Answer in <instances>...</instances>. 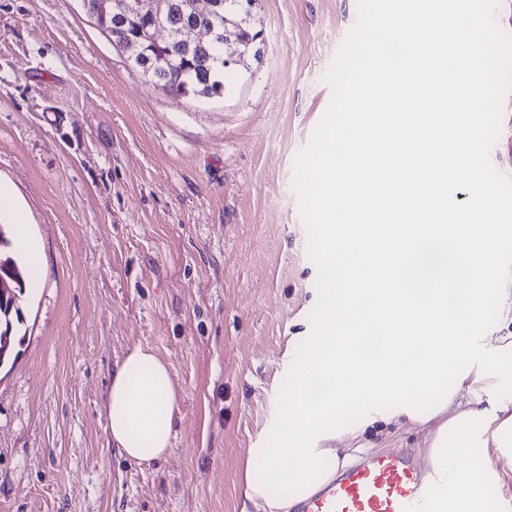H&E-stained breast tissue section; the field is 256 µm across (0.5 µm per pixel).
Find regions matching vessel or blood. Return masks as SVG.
Here are the masks:
<instances>
[{
	"instance_id": "obj_1",
	"label": "vessel or blood",
	"mask_w": 512,
	"mask_h": 512,
	"mask_svg": "<svg viewBox=\"0 0 512 512\" xmlns=\"http://www.w3.org/2000/svg\"><path fill=\"white\" fill-rule=\"evenodd\" d=\"M440 493L405 448L346 468L300 512H436Z\"/></svg>"
}]
</instances>
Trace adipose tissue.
Wrapping results in <instances>:
<instances>
[{
    "label": "adipose tissue",
    "mask_w": 512,
    "mask_h": 512,
    "mask_svg": "<svg viewBox=\"0 0 512 512\" xmlns=\"http://www.w3.org/2000/svg\"><path fill=\"white\" fill-rule=\"evenodd\" d=\"M398 31L380 28L376 44L399 41L403 61L378 69L368 52L358 58L367 86L389 82L375 96L371 122L338 136L319 193L329 210L351 216L332 242L341 257L323 301L329 323L281 409L284 428L250 458L264 465L247 478L246 499L256 512H295L298 504L336 475L327 460L351 462L336 440L354 436L346 413L365 411V424H432L426 450L440 482L451 484L440 512H484L475 489L502 482L494 470L462 469L448 455L465 437L490 436L512 446V401L494 393L497 355L512 354V308L495 282L491 225L480 217L493 201L473 180L467 213H458L447 180L471 177L460 155H474L472 84L448 75L457 63L475 67L467 32L423 0H393ZM407 101L405 113L386 111L388 100ZM0 218L17 227V242L42 271L40 252L9 185L0 183ZM497 310L507 333L495 339L496 356L478 357L480 319ZM425 408H418L419 399ZM176 392L168 364L147 346L131 350L113 373L106 396L109 436L129 459L149 464L171 448Z\"/></svg>",
    "instance_id": "ef3b65f1"
}]
</instances>
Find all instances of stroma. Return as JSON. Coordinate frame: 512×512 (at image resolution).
<instances>
[{
	"instance_id": "stroma-1",
	"label": "stroma",
	"mask_w": 512,
	"mask_h": 512,
	"mask_svg": "<svg viewBox=\"0 0 512 512\" xmlns=\"http://www.w3.org/2000/svg\"><path fill=\"white\" fill-rule=\"evenodd\" d=\"M389 0H257L263 33L223 95L149 84L84 0H0V181L45 269L26 336L0 367V512H256L244 461L317 334L331 223L318 175L351 102L338 93ZM497 36L479 168L512 253V0H461ZM317 238H310V225ZM148 345L177 395L167 457L113 445V372ZM426 430L376 423L356 461L423 452Z\"/></svg>"
}]
</instances>
